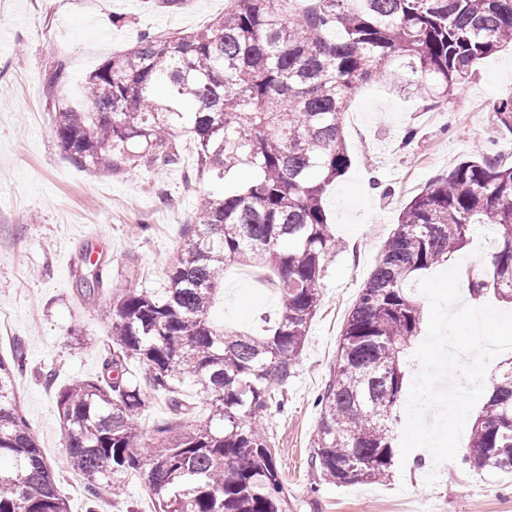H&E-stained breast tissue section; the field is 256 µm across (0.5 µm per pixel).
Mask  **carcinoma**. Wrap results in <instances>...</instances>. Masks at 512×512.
<instances>
[{
    "label": "carcinoma",
    "instance_id": "cac0c4a2",
    "mask_svg": "<svg viewBox=\"0 0 512 512\" xmlns=\"http://www.w3.org/2000/svg\"><path fill=\"white\" fill-rule=\"evenodd\" d=\"M205 28L144 33L79 85L55 112L53 134L82 170L109 172L179 162L174 129L191 135L208 189L177 251L168 288L112 293L101 372L56 392L65 464L83 477L87 512L123 479L150 490L154 512H288V494L263 419L284 408L281 389L321 303L339 242L323 204L351 158L343 134L349 100L385 80L406 98L438 107L476 66L512 47V0H227ZM512 135V99L490 106ZM252 177L232 188L239 169ZM481 224L495 234L492 272L469 271L471 295L512 303V163L463 161L411 198L342 329L311 465L336 486L390 476L403 359L424 319L409 284L462 249ZM76 288L103 287L98 263ZM276 277L280 309L253 333L211 318L231 265ZM141 371L130 369L131 363ZM21 344L0 357V512H70L55 465L39 448L15 391ZM207 406L189 424L140 420L151 395L192 415L184 387ZM465 462L512 473V366L493 379Z\"/></svg>",
    "mask_w": 512,
    "mask_h": 512
}]
</instances>
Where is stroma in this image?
Here are the masks:
<instances>
[{"label":"stroma","instance_id":"obj_1","mask_svg":"<svg viewBox=\"0 0 512 512\" xmlns=\"http://www.w3.org/2000/svg\"><path fill=\"white\" fill-rule=\"evenodd\" d=\"M227 0H184L181 9L158 0H0V354L21 343L26 368L16 380L26 418L48 459L71 512H85L79 477L64 467L56 391L101 371L99 344L108 325L96 314L113 291L136 287L163 293L170 260L184 241V226L207 183L196 176L197 153L186 133L174 141L178 165L91 172L66 161L52 135L62 100L112 53L145 32L192 31L223 15ZM122 15L121 26L98 27L99 14ZM70 85L50 84L56 63ZM512 97V49L483 59L447 105L425 108L383 82L359 87L344 117L352 164L328 187L324 205L341 250L328 264L322 302L297 373L284 396V413L263 425L280 453L290 512H512V473L476 471L464 462L442 463L427 485L430 466L409 457L393 464L387 481L336 486L310 463L319 409L316 398L330 368L346 318L366 283L403 206L437 176L482 154L512 159V136L500 135L483 104ZM416 137L405 142L407 130ZM98 234L110 246L104 287L84 301L75 277ZM278 293L263 272L224 276L212 309L215 321L252 332L274 312ZM54 369V388L41 374Z\"/></svg>","mask_w":512,"mask_h":512}]
</instances>
